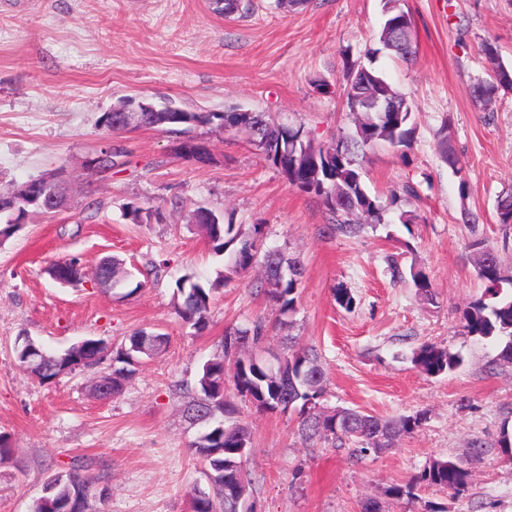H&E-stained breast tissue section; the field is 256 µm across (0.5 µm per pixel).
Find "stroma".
Masks as SVG:
<instances>
[{
  "instance_id": "1",
  "label": "stroma",
  "mask_w": 512,
  "mask_h": 512,
  "mask_svg": "<svg viewBox=\"0 0 512 512\" xmlns=\"http://www.w3.org/2000/svg\"><path fill=\"white\" fill-rule=\"evenodd\" d=\"M227 17L212 0H0V189L64 170L71 202L56 213H31L0 241V433L12 457L0 463V512H33L43 483L73 462L103 474L107 495L90 512H188L192 493L209 483L190 448L196 430L183 409L201 364L221 354L224 332L255 320L270 324L269 348L285 336L317 350L326 373L324 404L361 407L382 417L424 414L413 434L392 448L353 458L347 446L303 442L293 414L243 405L252 431L248 461L259 512H361L369 500L384 512H512V459L495 442L512 422V364L498 346L462 328L463 309L482 296L467 244L483 238L512 275V224L499 223L497 202L512 194V92L491 103L473 87L489 78L482 47L495 46L512 66V0H399L412 20L415 55L402 62L379 50L382 0H307L279 6L250 0ZM377 49L375 66L411 102L410 146L378 145L358 155L370 195L391 202L388 225L358 236L324 234L322 201L290 187L244 135L214 125L193 127L212 161L176 157L177 137L162 129L108 135L100 115L127 96L188 112L259 111L303 126L315 144L353 130L342 89L345 57ZM449 125L462 172L442 162L437 134ZM125 150V164L105 177L83 170L106 144ZM467 193H460V182ZM416 193H402L404 184ZM180 208H172V201ZM158 209L149 224L132 223L127 206ZM207 207L251 228L264 248L298 257L305 272L289 327L258 292L260 268L218 285L204 332L174 313L176 281L216 282L224 258L190 224ZM416 214L403 225L401 212ZM474 213L477 224L461 215ZM116 255L144 271V285L123 297L95 284L98 262ZM78 258L86 277L76 287L53 281L48 268ZM420 268L435 297L422 299L410 280ZM347 288L355 303L337 304ZM139 330L167 334L111 398L91 387L111 374L115 350ZM49 349L81 339L109 345L95 366L50 382L24 371L18 337ZM461 358L452 372L430 376L413 353L422 344ZM485 442L472 452V441ZM462 459L469 490L452 499L421 486L411 497L387 496L433 458Z\"/></svg>"
}]
</instances>
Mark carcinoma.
I'll return each mask as SVG.
<instances>
[{"instance_id": "1", "label": "carcinoma", "mask_w": 512, "mask_h": 512, "mask_svg": "<svg viewBox=\"0 0 512 512\" xmlns=\"http://www.w3.org/2000/svg\"><path fill=\"white\" fill-rule=\"evenodd\" d=\"M385 17L380 33L383 46L401 58L414 54L413 47L402 40L405 29L411 27L409 15L397 7V0H385ZM503 78L495 73L494 80L474 86L477 97L490 101L500 91ZM348 112L362 115L355 125V135L338 140L331 149H316L304 127L292 124H272L266 113L253 112L246 117L236 112H185L179 123H162L164 117L150 112L144 128H164L175 135H185L195 125L224 124V131L245 134L256 144L274 166L287 178L288 184L298 190L319 197L331 223L326 225L330 233L349 236L359 235L367 224H382L388 205L371 196L362 183L355 165V151L364 146L386 143L393 147H407L411 143L413 128L410 127L411 105L383 74L358 60H346V86L343 89ZM438 149L441 159L459 174L460 161L449 144V127L440 130ZM36 210L35 204L20 190L13 197L11 210L0 215V237L8 238L18 227L17 221ZM197 211L206 213L207 223L198 225L200 231L218 252H229L228 274L247 273L255 266L262 249L259 240L261 227L253 225L248 232L233 220L205 207ZM468 248L477 276L487 283L484 296L472 301L462 311L464 331L470 336L493 338L499 345L498 360L512 364V293L502 292V284L512 286V279L503 275L502 266L494 249L482 238H474ZM109 270L112 287L124 289L131 286L132 273L122 260L111 258ZM303 266L296 257L283 252H267L262 265L265 294L277 307L279 314H292L297 305ZM410 277L417 293L425 300L434 298L432 282L422 269H411ZM213 286H204L186 276L176 282L175 313L181 321L200 333L209 325L208 314L212 301ZM267 325L256 320L244 328H231L227 336H248L252 341L251 354H243L233 360L228 353L205 361L193 387V397L184 408L185 417L199 426L191 448L206 466L207 479L214 494H192L189 504L192 512H238L237 500L251 499V480L242 483L238 464L251 454L252 433L241 418L237 400L251 403L261 410L259 401H274V396L289 386L293 401L288 411L295 415L298 434L304 441H323L331 444L349 441L356 445V455H365L372 448L384 450L392 447L402 436L413 433L424 420L423 415L382 418L363 411L338 406L331 414L315 409L312 403L323 396L325 371L311 348L299 347L292 338L285 337L284 351L280 355L288 383L269 373V363L260 355L267 340ZM150 336L145 350L138 359L151 358L166 347L168 337L163 333L138 331L129 337L133 346L145 336ZM99 340L88 339L79 348L68 347L61 352L48 353L27 336L16 340L14 353L18 362L46 382L57 375L97 364L102 356L95 344ZM115 361L120 366L112 370V379L106 392H97L104 399L119 393L137 367L117 351ZM414 364L424 373L437 376L453 371L460 357L434 343H425L413 355ZM88 464L80 462L70 469L53 474L44 486L43 495L36 501L34 512H69L72 500H91L100 495L101 477L87 474ZM470 483V472L461 462L451 459H432L405 484L389 487L387 494L400 500L412 495L419 485L432 487L440 492L458 496Z\"/></svg>"}]
</instances>
